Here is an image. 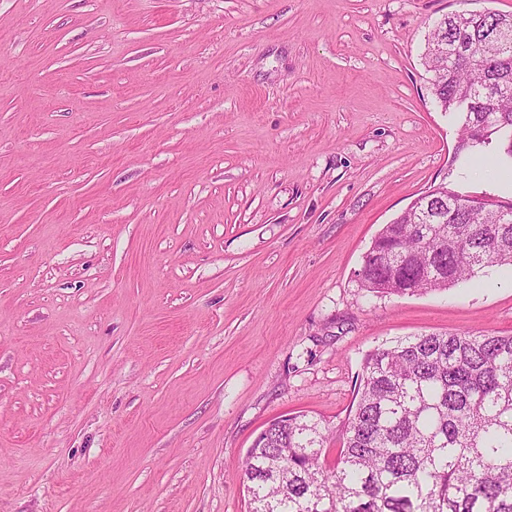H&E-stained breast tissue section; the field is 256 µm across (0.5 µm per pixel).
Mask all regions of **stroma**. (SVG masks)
<instances>
[{
  "mask_svg": "<svg viewBox=\"0 0 512 512\" xmlns=\"http://www.w3.org/2000/svg\"><path fill=\"white\" fill-rule=\"evenodd\" d=\"M512 0H0V512H248L276 418L339 427L365 354L512 335V267L375 296L372 239L457 153L422 59Z\"/></svg>",
  "mask_w": 512,
  "mask_h": 512,
  "instance_id": "stroma-1",
  "label": "stroma"
}]
</instances>
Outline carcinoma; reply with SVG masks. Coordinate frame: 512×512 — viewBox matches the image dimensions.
<instances>
[{
    "label": "carcinoma",
    "mask_w": 512,
    "mask_h": 512,
    "mask_svg": "<svg viewBox=\"0 0 512 512\" xmlns=\"http://www.w3.org/2000/svg\"><path fill=\"white\" fill-rule=\"evenodd\" d=\"M431 92L457 114V150L491 145L512 164V14L457 11L427 36ZM448 189L437 224L415 206L379 231L361 286L381 296L446 290L493 265L512 266V201ZM334 463L326 428L305 414L270 423L242 468L249 512H512V336L430 333L369 351Z\"/></svg>",
    "instance_id": "carcinoma-1"
}]
</instances>
